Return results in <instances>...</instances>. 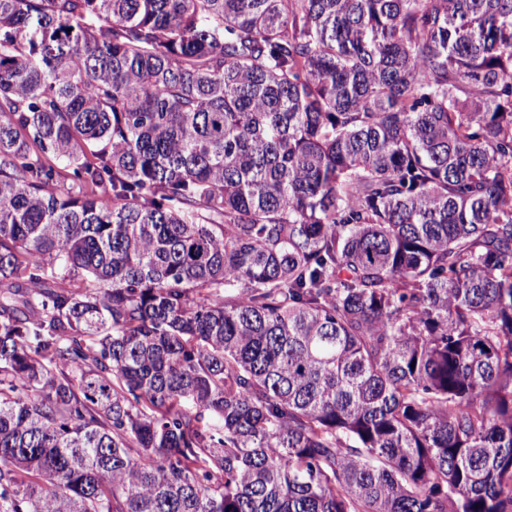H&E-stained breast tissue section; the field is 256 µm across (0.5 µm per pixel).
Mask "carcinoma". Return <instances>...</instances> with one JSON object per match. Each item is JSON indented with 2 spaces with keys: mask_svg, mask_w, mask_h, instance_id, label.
<instances>
[{
  "mask_svg": "<svg viewBox=\"0 0 512 512\" xmlns=\"http://www.w3.org/2000/svg\"><path fill=\"white\" fill-rule=\"evenodd\" d=\"M0 512H512V0H0Z\"/></svg>",
  "mask_w": 512,
  "mask_h": 512,
  "instance_id": "cac0c4a2",
  "label": "carcinoma"
}]
</instances>
